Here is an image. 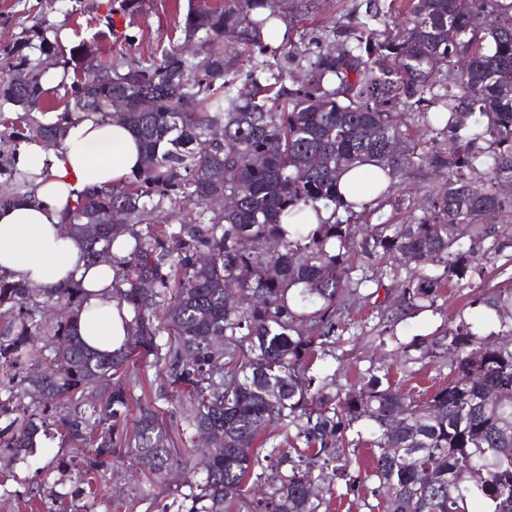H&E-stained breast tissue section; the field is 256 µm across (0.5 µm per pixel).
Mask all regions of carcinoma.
<instances>
[{"label":"carcinoma","mask_w":512,"mask_h":512,"mask_svg":"<svg viewBox=\"0 0 512 512\" xmlns=\"http://www.w3.org/2000/svg\"><path fill=\"white\" fill-rule=\"evenodd\" d=\"M486 13L496 25L481 32L475 19ZM282 20L274 0L221 8L188 0L183 43L146 59H89L81 44L67 51L46 38L36 64L22 53L28 44L13 51L12 70L30 74L23 88L9 72L0 78V105L16 110L14 119L1 112L0 125L16 147L75 120H111L115 96L134 102L152 93L156 107L123 113L140 144L139 171L82 196L64 219L101 226L87 239L88 258L110 254L113 297L130 317L123 351L97 354L82 342L79 283L37 289L0 275V460L35 455L39 435L54 431L60 447L77 449L57 470L85 498L111 500L108 475L130 460L158 481L182 469L181 488L161 512H224L263 459L288 468L260 491L253 512H320L323 498L307 485L345 455V434L364 421L373 452L367 478L378 481L386 512H470L476 498L488 500L489 512H512V315L496 333L482 335L461 318L405 345V366L456 353L448 383L426 398L372 375L341 402L308 375L344 323L342 295L364 283L352 277L351 248L391 260L395 274L406 270L400 307L408 313L434 304L448 276L481 274L484 220L512 210L496 189L512 180V0H367L352 23L301 47L269 44ZM228 31L240 52L221 47ZM336 37L340 49L322 50ZM284 60L306 61L304 79L287 84ZM44 63L73 71L50 120ZM407 115L433 140L446 136L448 147L417 153L403 131ZM214 126L224 141L210 142ZM416 159L442 177L429 190L430 213L398 228L378 224L355 243L339 212L351 215L359 203L343 199L341 174L376 165L386 198ZM479 179L487 188L476 195ZM220 194L236 205L213 207ZM166 207H193L195 217L165 224L158 214ZM321 207L332 221L306 223L307 210ZM115 210L124 223H107ZM123 235L126 254L117 256L110 247ZM231 290L253 301L236 304ZM482 303L511 308L512 288ZM129 364L163 371L184 398L183 433L208 441L200 456L170 447L153 404L139 408L128 434L132 395L114 375ZM274 421L296 430L310 453L294 458L275 443L252 453ZM62 485L45 481L30 498H65Z\"/></svg>","instance_id":"obj_1"}]
</instances>
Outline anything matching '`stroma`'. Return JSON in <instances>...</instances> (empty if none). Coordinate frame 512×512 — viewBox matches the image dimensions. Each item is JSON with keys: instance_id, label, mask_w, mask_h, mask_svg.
<instances>
[{"instance_id": "stroma-1", "label": "stroma", "mask_w": 512, "mask_h": 512, "mask_svg": "<svg viewBox=\"0 0 512 512\" xmlns=\"http://www.w3.org/2000/svg\"><path fill=\"white\" fill-rule=\"evenodd\" d=\"M112 0H0V51L20 42H37L43 29L69 34L68 46L87 43L99 58L120 52H131L141 58L151 55L160 41L179 33L187 0H139L137 7L124 13L119 31H112L107 13ZM284 22L291 39L319 35L323 28L347 24L351 17L363 13L364 0H279ZM133 43H126L125 35ZM437 177L423 166L411 168L404 183L411 205L398 206L396 199L387 200L380 211L360 213V228L372 229L386 222L405 223L410 215H422L428 207L427 188ZM495 250L487 251L483 277L451 279L441 288L433 307L401 314L397 305L400 281L388 278L375 281L377 270L385 268L378 258H355L357 275L364 283L357 294L344 301V317L351 325L340 340L330 345L327 355L318 358L313 374L328 378L331 391L348 395L358 391L371 374H389L390 382L401 392L435 390L448 380L446 362L428 361L403 366L396 352L398 344L421 340L444 325L458 319L471 323L480 334L497 332L499 317L482 304L489 289L512 282V215L495 217L492 228ZM125 380L133 395L134 406L128 420L136 422L138 407L155 402L164 410V421L173 440H180L182 414L176 395L161 399L162 380L156 369ZM355 446L348 459L324 469V477L316 484L318 493L332 491L325 512H385L384 498L375 493V481L369 480L371 450L367 444L366 423H355L347 433ZM182 476L172 471L162 481L147 482L145 476L124 465L112 470V501L96 506L94 512H157L158 505L171 502Z\"/></svg>"}]
</instances>
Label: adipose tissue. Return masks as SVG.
Instances as JSON below:
<instances>
[{
  "mask_svg": "<svg viewBox=\"0 0 512 512\" xmlns=\"http://www.w3.org/2000/svg\"><path fill=\"white\" fill-rule=\"evenodd\" d=\"M35 178L27 195L0 207V274L38 288L68 282L84 290L78 333L93 352L120 349L129 316L112 296V267L89 262L78 225L64 223L83 195L122 185L140 166V147L119 120L68 125L63 147L29 145L18 157Z\"/></svg>",
  "mask_w": 512,
  "mask_h": 512,
  "instance_id": "1",
  "label": "adipose tissue"
}]
</instances>
